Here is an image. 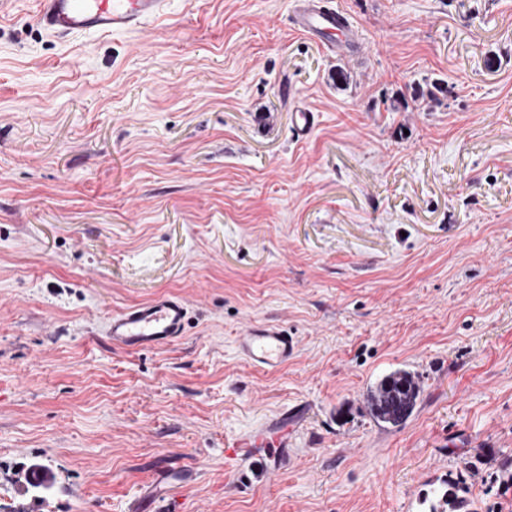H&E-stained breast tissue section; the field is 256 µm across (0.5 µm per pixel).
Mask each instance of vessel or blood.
<instances>
[{
    "instance_id": "vessel-or-blood-1",
    "label": "vessel or blood",
    "mask_w": 512,
    "mask_h": 512,
    "mask_svg": "<svg viewBox=\"0 0 512 512\" xmlns=\"http://www.w3.org/2000/svg\"><path fill=\"white\" fill-rule=\"evenodd\" d=\"M36 16L51 35L81 34L109 36L149 25L166 12L168 0H36ZM291 27L319 43L332 55L356 57L364 43L349 17L331 0H292ZM317 115L297 104L292 126L298 137L311 134ZM188 310L178 297L164 295L129 307L112 316L107 337L113 346L130 350L153 349L183 336ZM298 348L296 337L280 326H253L239 338L240 354L256 366L275 369L288 363ZM295 411L283 412L252 434L233 440L224 453L238 462L266 447L269 434L295 418Z\"/></svg>"
}]
</instances>
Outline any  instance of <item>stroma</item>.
Instances as JSON below:
<instances>
[{
    "label": "stroma",
    "mask_w": 512,
    "mask_h": 512,
    "mask_svg": "<svg viewBox=\"0 0 512 512\" xmlns=\"http://www.w3.org/2000/svg\"><path fill=\"white\" fill-rule=\"evenodd\" d=\"M289 2L58 38L0 0V512H427L449 481L512 512V0H334L357 58ZM159 295L184 336L113 348ZM266 325L299 342L276 369L237 349ZM398 368L422 399L386 429L364 397ZM296 405L283 452L225 464ZM290 25L332 55L356 57L364 43L349 17L330 0H292ZM317 125V115L306 105L298 103L293 112L292 126L298 138H304L311 134ZM27 491L30 489L36 494H45L54 487L53 474L40 465H32L25 475Z\"/></svg>",
    "instance_id": "stroma-1"
}]
</instances>
